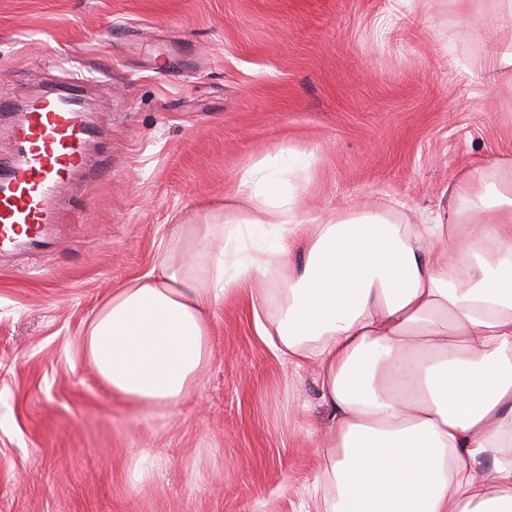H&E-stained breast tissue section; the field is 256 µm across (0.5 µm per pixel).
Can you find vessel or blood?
Masks as SVG:
<instances>
[{"instance_id":"b4317fda","label":"vessel or blood","mask_w":512,"mask_h":512,"mask_svg":"<svg viewBox=\"0 0 512 512\" xmlns=\"http://www.w3.org/2000/svg\"><path fill=\"white\" fill-rule=\"evenodd\" d=\"M0 111L20 114L11 130L14 158L0 164V251H6L19 236L37 240L54 222L53 199L91 159L76 99L46 94L21 105L0 101Z\"/></svg>"}]
</instances>
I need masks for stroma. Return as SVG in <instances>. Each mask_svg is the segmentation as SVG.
<instances>
[{
  "mask_svg": "<svg viewBox=\"0 0 512 512\" xmlns=\"http://www.w3.org/2000/svg\"><path fill=\"white\" fill-rule=\"evenodd\" d=\"M497 0H0V97L89 105L91 173L42 243L0 255V512H305L329 425L316 375L259 336L248 304L210 319V360L176 407L112 392L79 351L178 225L288 148L312 215L437 209L464 161L512 156V72L486 59ZM80 85H73V78ZM154 466L131 478L134 457Z\"/></svg>",
  "mask_w": 512,
  "mask_h": 512,
  "instance_id": "1",
  "label": "stroma"
}]
</instances>
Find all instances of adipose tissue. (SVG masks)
Here are the masks:
<instances>
[{
  "instance_id": "1",
  "label": "adipose tissue",
  "mask_w": 512,
  "mask_h": 512,
  "mask_svg": "<svg viewBox=\"0 0 512 512\" xmlns=\"http://www.w3.org/2000/svg\"><path fill=\"white\" fill-rule=\"evenodd\" d=\"M299 169L283 149L248 165L236 205L113 291L85 359L137 405L177 404L207 361L209 310L250 285L259 336L315 369L330 411L322 512H512V176L471 165L447 217L411 224L368 205L309 215Z\"/></svg>"
}]
</instances>
